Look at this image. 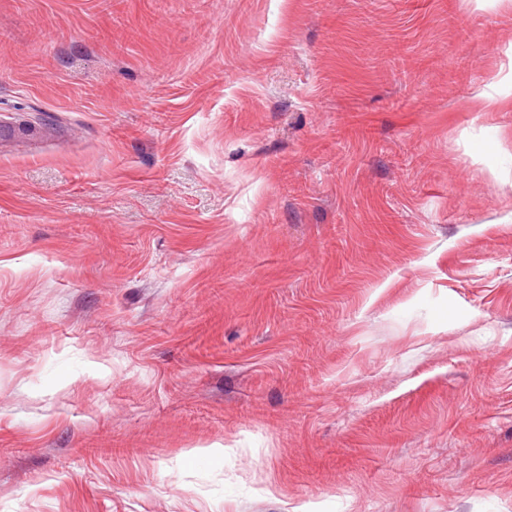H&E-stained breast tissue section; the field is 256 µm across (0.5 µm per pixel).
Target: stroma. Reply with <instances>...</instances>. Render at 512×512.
<instances>
[{
  "label": "stroma",
  "instance_id": "35a3bbf8",
  "mask_svg": "<svg viewBox=\"0 0 512 512\" xmlns=\"http://www.w3.org/2000/svg\"><path fill=\"white\" fill-rule=\"evenodd\" d=\"M0 512H512V0H0Z\"/></svg>",
  "mask_w": 512,
  "mask_h": 512
}]
</instances>
